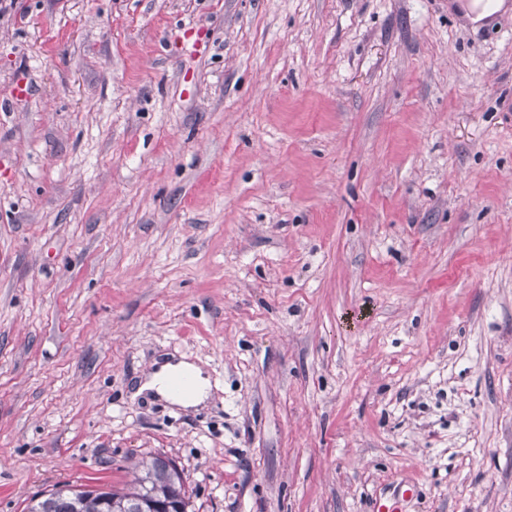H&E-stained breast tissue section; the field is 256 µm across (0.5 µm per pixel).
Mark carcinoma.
I'll return each instance as SVG.
<instances>
[{"label":"carcinoma","instance_id":"carcinoma-1","mask_svg":"<svg viewBox=\"0 0 512 512\" xmlns=\"http://www.w3.org/2000/svg\"><path fill=\"white\" fill-rule=\"evenodd\" d=\"M175 498L180 512H191L182 472L172 460L153 455L135 465L132 480L122 488L58 485L47 497L31 500L28 512H153Z\"/></svg>","mask_w":512,"mask_h":512}]
</instances>
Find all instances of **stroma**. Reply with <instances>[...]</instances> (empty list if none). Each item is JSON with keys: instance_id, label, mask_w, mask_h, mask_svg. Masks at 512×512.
Here are the masks:
<instances>
[{"instance_id": "stroma-1", "label": "stroma", "mask_w": 512, "mask_h": 512, "mask_svg": "<svg viewBox=\"0 0 512 512\" xmlns=\"http://www.w3.org/2000/svg\"><path fill=\"white\" fill-rule=\"evenodd\" d=\"M464 2L0 0V512L149 455L194 512H512V0ZM180 375H191L195 380L196 391L190 398L175 396L170 391L171 379ZM210 388L209 379L203 375L200 367L186 359H180L178 361L165 360L141 383L139 392L150 391L179 406L196 407L208 400Z\"/></svg>"}]
</instances>
